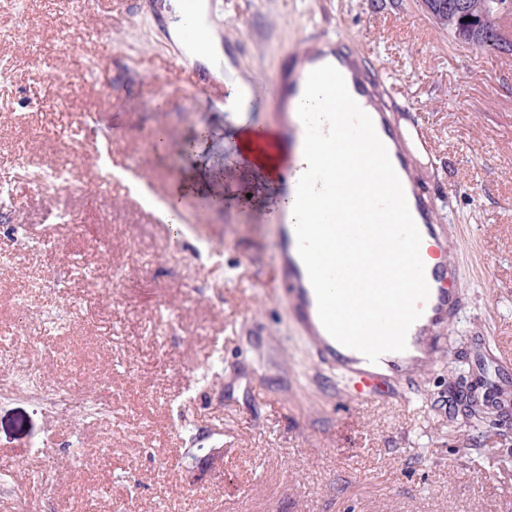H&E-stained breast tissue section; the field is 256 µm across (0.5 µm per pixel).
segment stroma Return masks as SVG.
<instances>
[{"label": "stroma", "instance_id": "obj_1", "mask_svg": "<svg viewBox=\"0 0 512 512\" xmlns=\"http://www.w3.org/2000/svg\"><path fill=\"white\" fill-rule=\"evenodd\" d=\"M164 2L0 0V337L112 404L88 420L0 402V512L18 490L31 512H512V376L493 363L512 358V56L459 45L422 0H218L223 75L186 103ZM335 32L418 112L434 157L414 175L452 197L465 309L396 400L353 397L266 288L281 195L218 101ZM60 164L47 194L31 174ZM130 167L189 223L158 222ZM466 394L478 419L448 405Z\"/></svg>", "mask_w": 512, "mask_h": 512}]
</instances>
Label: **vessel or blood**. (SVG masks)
<instances>
[{"mask_svg":"<svg viewBox=\"0 0 512 512\" xmlns=\"http://www.w3.org/2000/svg\"><path fill=\"white\" fill-rule=\"evenodd\" d=\"M199 2L184 0L187 18L185 38L195 44L203 43L207 38L206 28L196 21ZM326 64L340 71L350 95L371 117L401 180L411 216L422 239L431 240L434 252L444 256L442 262L425 269L429 297L421 305V317L409 329L411 336L427 337L428 342L424 344L421 356H412L405 361L397 359L384 368L332 338L318 317L316 295L297 251L295 227L284 210L276 211L272 219L276 226L277 255L270 288L285 302L297 330L312 345L319 365L339 370L343 379L352 382L360 398L385 395L395 398L399 395V385L412 384L415 374L428 363L435 350L432 337L448 322L456 320L464 306V299L454 286L457 268L446 259L448 237L443 225L437 222L438 212L446 204V195L419 182L411 174L408 143L419 135L416 125L402 128L396 124L393 118L395 106L380 69L366 56L351 53L340 35L331 38L329 47H312L299 57L296 65L278 73L269 83L246 87L235 96L225 98L223 107L242 113L246 126L251 128L255 125L253 108L262 100H273L279 120L275 130L266 132L265 138L271 150L284 156L279 170L283 194L295 196L298 180L304 171L295 158L303 151L305 130L299 117L289 112L288 103L302 97L309 72Z\"/></svg>","mask_w":512,"mask_h":512,"instance_id":"obj_1","label":"vessel or blood"}]
</instances>
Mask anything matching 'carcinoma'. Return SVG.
<instances>
[{
  "mask_svg": "<svg viewBox=\"0 0 512 512\" xmlns=\"http://www.w3.org/2000/svg\"><path fill=\"white\" fill-rule=\"evenodd\" d=\"M447 4L437 23L471 48H492L498 30L512 23V0H447Z\"/></svg>",
  "mask_w": 512,
  "mask_h": 512,
  "instance_id": "obj_1",
  "label": "carcinoma"
}]
</instances>
